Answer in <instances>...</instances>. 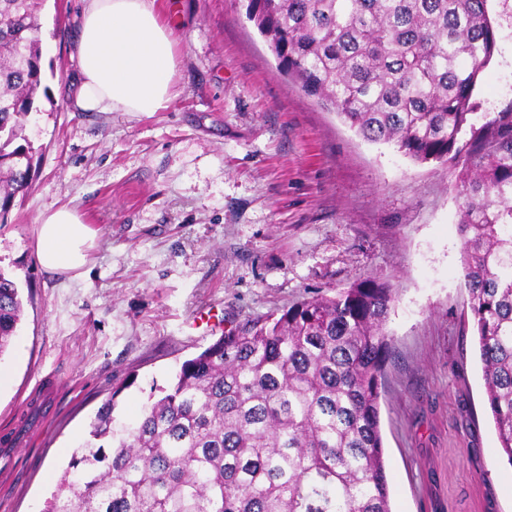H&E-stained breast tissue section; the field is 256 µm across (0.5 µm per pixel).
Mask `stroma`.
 I'll list each match as a JSON object with an SVG mask.
<instances>
[{
	"label": "stroma",
	"mask_w": 512,
	"mask_h": 512,
	"mask_svg": "<svg viewBox=\"0 0 512 512\" xmlns=\"http://www.w3.org/2000/svg\"><path fill=\"white\" fill-rule=\"evenodd\" d=\"M178 95L159 112H85L67 94L83 0L39 11L46 94L25 135L31 190L0 215L23 293L0 356V512H39L112 389L138 418L183 361L247 320L371 278L397 301L380 424L392 512H512L461 265L455 170L365 140L277 70L247 0H174ZM496 49L476 120L512 103V0H487ZM78 208L88 275L45 273L36 219Z\"/></svg>",
	"instance_id": "stroma-1"
}]
</instances>
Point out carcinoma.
I'll list each match as a JSON object with an SVG mask.
<instances>
[{
    "label": "carcinoma",
    "mask_w": 512,
    "mask_h": 512,
    "mask_svg": "<svg viewBox=\"0 0 512 512\" xmlns=\"http://www.w3.org/2000/svg\"><path fill=\"white\" fill-rule=\"evenodd\" d=\"M487 0H248L279 70L363 138L451 164L461 262L499 452L512 465V104L477 126ZM39 0H0V214L32 181ZM397 299L364 279L228 333L138 419L111 393L41 512H391L379 400ZM21 288L0 268V356Z\"/></svg>",
    "instance_id": "obj_1"
}]
</instances>
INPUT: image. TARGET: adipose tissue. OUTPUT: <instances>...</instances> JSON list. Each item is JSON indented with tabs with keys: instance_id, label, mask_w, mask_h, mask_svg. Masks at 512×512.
Listing matches in <instances>:
<instances>
[{
	"instance_id": "adipose-tissue-1",
	"label": "adipose tissue",
	"mask_w": 512,
	"mask_h": 512,
	"mask_svg": "<svg viewBox=\"0 0 512 512\" xmlns=\"http://www.w3.org/2000/svg\"><path fill=\"white\" fill-rule=\"evenodd\" d=\"M178 33L163 22L156 0H86L75 44L73 83L79 108L95 112H158L176 97ZM35 253L50 274L86 267L96 237L75 208L42 212Z\"/></svg>"
}]
</instances>
